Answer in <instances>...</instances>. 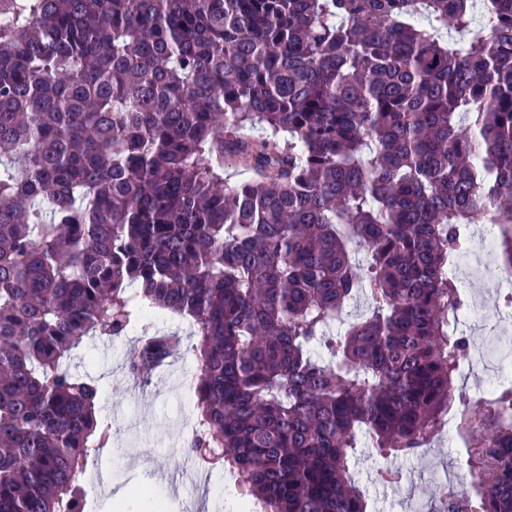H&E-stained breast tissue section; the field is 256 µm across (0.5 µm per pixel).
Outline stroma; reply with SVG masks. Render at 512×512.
Listing matches in <instances>:
<instances>
[{
	"label": "stroma",
	"instance_id": "35a3bbf8",
	"mask_svg": "<svg viewBox=\"0 0 512 512\" xmlns=\"http://www.w3.org/2000/svg\"><path fill=\"white\" fill-rule=\"evenodd\" d=\"M506 295L488 288L483 280L468 286L467 302L478 313L459 323L458 331L470 342L487 340L490 345L512 344V327L501 329L495 314L503 310ZM132 336L112 340L109 346L86 339L75 350L71 370L91 376L101 388L99 417L112 426V445L90 458V477L83 487L87 507L94 512H119L124 501L135 503L161 498L183 501L187 512H233L239 489L228 468H204L189 458L183 446L196 420L195 403L185 402L181 384L171 370L188 375L195 368L192 352H184L156 369L148 386L131 390L125 380L124 351ZM396 468L402 483L383 485L377 470ZM462 443L435 439L427 455L384 459L360 437L354 471L369 500L370 512H406L410 502L433 503L443 489L444 475L466 470ZM223 483L222 499L212 488Z\"/></svg>",
	"mask_w": 512,
	"mask_h": 512
}]
</instances>
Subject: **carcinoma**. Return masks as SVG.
<instances>
[{"label":"carcinoma","instance_id":"1","mask_svg":"<svg viewBox=\"0 0 512 512\" xmlns=\"http://www.w3.org/2000/svg\"><path fill=\"white\" fill-rule=\"evenodd\" d=\"M488 218L512 267V0H27L0 28V512H84L112 428L66 360L151 314L194 328L187 456L221 450L260 512H367L357 435L413 456L460 400L446 269ZM181 347L143 329L128 376ZM458 425L447 512H512V387Z\"/></svg>","mask_w":512,"mask_h":512}]
</instances>
